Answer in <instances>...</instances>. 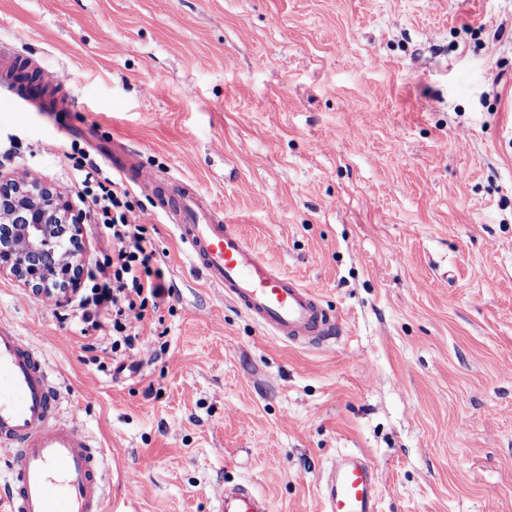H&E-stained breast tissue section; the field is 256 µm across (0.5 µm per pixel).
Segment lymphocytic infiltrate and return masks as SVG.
<instances>
[{
	"mask_svg": "<svg viewBox=\"0 0 512 512\" xmlns=\"http://www.w3.org/2000/svg\"><path fill=\"white\" fill-rule=\"evenodd\" d=\"M69 158L100 250L86 288L65 305L72 318L97 330L111 329L113 356L128 358L139 350L148 311L157 310L171 289L142 220L143 207L128 191L115 190L111 178L82 149H73Z\"/></svg>",
	"mask_w": 512,
	"mask_h": 512,
	"instance_id": "f902f5d3",
	"label": "lymphocytic infiltrate"
}]
</instances>
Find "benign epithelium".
Listing matches in <instances>:
<instances>
[{
    "label": "benign epithelium",
    "mask_w": 512,
    "mask_h": 512,
    "mask_svg": "<svg viewBox=\"0 0 512 512\" xmlns=\"http://www.w3.org/2000/svg\"><path fill=\"white\" fill-rule=\"evenodd\" d=\"M82 221L37 175L0 172V273L62 300L82 271Z\"/></svg>",
    "instance_id": "7a95c632"
}]
</instances>
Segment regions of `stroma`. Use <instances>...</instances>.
Segmentation results:
<instances>
[{
  "label": "stroma",
  "mask_w": 512,
  "mask_h": 512,
  "mask_svg": "<svg viewBox=\"0 0 512 512\" xmlns=\"http://www.w3.org/2000/svg\"><path fill=\"white\" fill-rule=\"evenodd\" d=\"M0 42L68 79L0 91V170L72 199L80 145L172 288L102 367L93 328L0 275V321L104 448L106 512H215L227 482L320 512L350 452L379 512H512V0H0ZM117 143L310 288L334 344L273 340L207 285Z\"/></svg>",
  "instance_id": "stroma-1"
}]
</instances>
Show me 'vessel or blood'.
<instances>
[{"label": "vessel or blood", "instance_id": "1", "mask_svg": "<svg viewBox=\"0 0 512 512\" xmlns=\"http://www.w3.org/2000/svg\"><path fill=\"white\" fill-rule=\"evenodd\" d=\"M151 191L174 225L190 266L277 340L319 347L335 339L336 317L318 297L278 271L210 204L197 185L159 178L123 150L118 164ZM61 396L44 354L16 326L0 322V512H104L103 456L77 413L61 415ZM379 480L362 454L342 456L324 479L322 512H379ZM217 512H271L266 496L224 484Z\"/></svg>", "mask_w": 512, "mask_h": 512}]
</instances>
